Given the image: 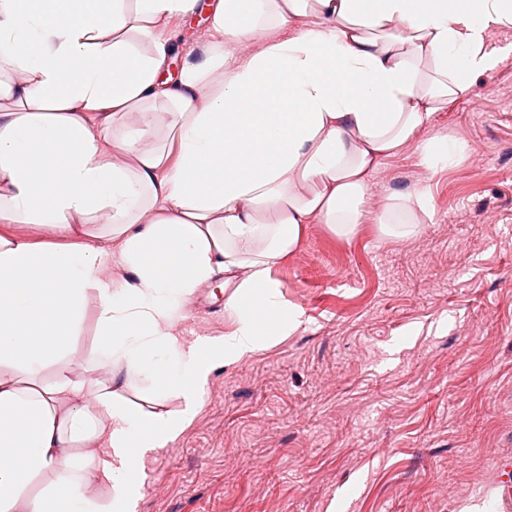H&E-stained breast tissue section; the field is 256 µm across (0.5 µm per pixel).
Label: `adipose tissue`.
I'll return each mask as SVG.
<instances>
[{"instance_id": "ef3b65f1", "label": "adipose tissue", "mask_w": 512, "mask_h": 512, "mask_svg": "<svg viewBox=\"0 0 512 512\" xmlns=\"http://www.w3.org/2000/svg\"><path fill=\"white\" fill-rule=\"evenodd\" d=\"M200 5L0 0V224L62 236L0 235V512H136L141 461L176 443L214 370L302 325L273 270L305 225L417 233L392 213H429L427 190L372 215L371 176L413 143L428 171L457 160L453 137L418 136L498 65L487 31L512 26V0H210L208 46L170 77L162 31ZM163 106L169 140L115 133L135 109L153 129ZM95 218L103 233L89 232ZM110 263L121 275L103 277ZM222 273L231 330L174 334ZM92 294L108 385L67 371L45 382ZM0 230L25 236L35 242L61 241L56 231L38 224H0Z\"/></svg>"}]
</instances>
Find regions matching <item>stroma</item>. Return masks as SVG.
<instances>
[{
    "mask_svg": "<svg viewBox=\"0 0 512 512\" xmlns=\"http://www.w3.org/2000/svg\"><path fill=\"white\" fill-rule=\"evenodd\" d=\"M490 44L507 57L420 133L451 135L461 159L432 173L410 146L371 177L374 212L428 188L419 233L384 239L369 222L346 240L306 225L275 270L303 324L213 372L195 420L144 462L137 512H499L495 464L512 453V26ZM224 298L223 278L199 288L175 333L224 335ZM97 316L88 298L66 365L104 381ZM445 484L461 494L440 498Z\"/></svg>",
    "mask_w": 512,
    "mask_h": 512,
    "instance_id": "obj_1",
    "label": "stroma"
}]
</instances>
